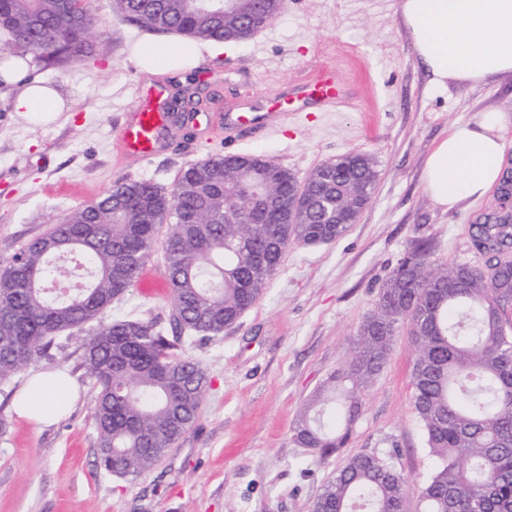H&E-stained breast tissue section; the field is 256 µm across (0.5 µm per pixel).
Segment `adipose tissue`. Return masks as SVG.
I'll return each instance as SVG.
<instances>
[{
	"label": "adipose tissue",
	"mask_w": 512,
	"mask_h": 512,
	"mask_svg": "<svg viewBox=\"0 0 512 512\" xmlns=\"http://www.w3.org/2000/svg\"><path fill=\"white\" fill-rule=\"evenodd\" d=\"M398 13L435 82L476 86L512 75V0H400ZM14 108L59 112L63 100L54 88L32 80L22 83ZM511 125L507 113L489 110L474 123L451 127L425 161L430 197L447 210L481 198L501 175L504 133ZM76 397L65 374L36 375L13 410L47 425Z\"/></svg>",
	"instance_id": "obj_1"
}]
</instances>
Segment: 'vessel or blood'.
<instances>
[{
  "label": "vessel or blood",
  "mask_w": 512,
  "mask_h": 512,
  "mask_svg": "<svg viewBox=\"0 0 512 512\" xmlns=\"http://www.w3.org/2000/svg\"><path fill=\"white\" fill-rule=\"evenodd\" d=\"M165 90L154 87L142 92L139 110L129 113L118 130L121 149L125 155L143 158L158 149L162 142L167 117L161 108ZM352 85L340 67L326 63L315 68L304 80L291 86L274 100L267 111L257 112L249 107L231 109L224 114V135L236 138L248 127L265 128L291 112L322 111L348 102Z\"/></svg>",
  "instance_id": "1"
}]
</instances>
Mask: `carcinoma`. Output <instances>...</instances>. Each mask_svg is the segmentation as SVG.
<instances>
[{
	"mask_svg": "<svg viewBox=\"0 0 512 512\" xmlns=\"http://www.w3.org/2000/svg\"><path fill=\"white\" fill-rule=\"evenodd\" d=\"M140 31L191 41H243L257 12L270 24L284 0L246 11L195 0H114ZM9 55L59 70L96 54L90 0H0ZM200 103L187 86L174 113ZM372 159L347 152L301 182L259 155L188 165L170 191L119 179L69 210L0 269V384L46 354L56 336L95 324L79 368L97 388V467L119 477L152 470L197 420L210 378L182 334L217 337L264 294L291 243L342 237L371 201ZM173 336L152 321L105 320L150 259L160 226ZM483 266L442 263L425 242L401 257L356 329L350 361L301 412L292 438L326 458L344 447L401 327L411 336L412 404L438 459L417 488L419 512H512V197L471 225ZM407 480L386 460L350 457L311 512H404Z\"/></svg>",
	"mask_w": 512,
	"mask_h": 512,
	"instance_id": "obj_1",
	"label": "carcinoma"
}]
</instances>
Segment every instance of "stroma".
<instances>
[{
  "instance_id": "stroma-1",
  "label": "stroma",
  "mask_w": 512,
  "mask_h": 512,
  "mask_svg": "<svg viewBox=\"0 0 512 512\" xmlns=\"http://www.w3.org/2000/svg\"><path fill=\"white\" fill-rule=\"evenodd\" d=\"M399 0H286L283 12L252 38L202 50L179 71L141 69L134 56L167 34H140L93 0L100 55L60 70L30 67L55 88L62 112L15 111L18 85L0 84V268L68 210L87 204L120 178L171 189L187 165L216 154H258L305 179L349 151L376 161L372 200L339 239L290 245L261 299L239 323L184 350L207 369L211 386L196 423L146 476L97 471L92 419L95 389L78 367L90 329L58 337L49 354L16 377L67 372L79 387L72 409L42 426L18 417L0 392V512H310L345 460L373 454L411 485L405 512H417L415 487L436 460L411 402L407 331H400L345 448L329 458L299 447L293 424L309 397L350 358L359 323L410 244L424 241L435 259L484 265L469 227L497 203L496 190L443 210L425 190V160L450 127L482 112L512 115V77L486 84L440 85L425 71L400 22ZM344 62L356 88L332 112H294L276 128L226 145L213 113L250 88L252 107L323 62ZM209 81L210 101L189 127H171L146 159L121 154L116 125L139 103L138 88L178 89ZM170 293L135 283L106 314L168 328Z\"/></svg>"
}]
</instances>
